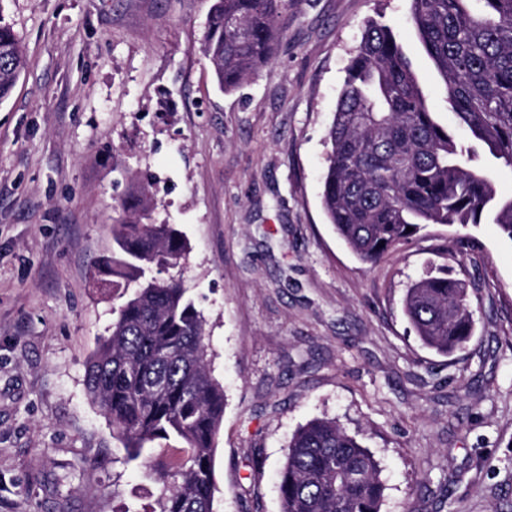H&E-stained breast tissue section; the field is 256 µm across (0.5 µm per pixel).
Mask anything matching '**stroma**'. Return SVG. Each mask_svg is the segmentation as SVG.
<instances>
[{"instance_id":"35a3bbf8","label":"stroma","mask_w":512,"mask_h":512,"mask_svg":"<svg viewBox=\"0 0 512 512\" xmlns=\"http://www.w3.org/2000/svg\"><path fill=\"white\" fill-rule=\"evenodd\" d=\"M212 3L0 0L28 53L0 104V512H152L160 494L84 384L122 303L93 288V263L133 179L191 246L173 274L224 387L215 512H282L290 438L316 418L374 455L381 512H512V240L489 221L431 224L371 265L321 202L369 21L393 26L454 123L411 0H288L274 60L233 93L199 50ZM441 266L474 311L448 356L402 313Z\"/></svg>"}]
</instances>
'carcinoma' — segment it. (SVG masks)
I'll use <instances>...</instances> for the list:
<instances>
[{
	"instance_id": "obj_1",
	"label": "carcinoma",
	"mask_w": 512,
	"mask_h": 512,
	"mask_svg": "<svg viewBox=\"0 0 512 512\" xmlns=\"http://www.w3.org/2000/svg\"><path fill=\"white\" fill-rule=\"evenodd\" d=\"M411 2L410 23L472 145L436 120L393 27L370 24L328 132L322 191L336 233L370 264L427 224L490 217L512 241V197H499L489 176L469 166L485 148L512 172V0ZM287 9L288 0H215L202 52L221 90L237 89L272 61ZM25 64L20 40L0 22V103ZM152 209L146 188L131 189L112 225V253L96 264L95 287L132 292L86 364L85 387L128 460L160 440L183 445L177 461L154 463L162 484L156 512H213L224 388L211 374L203 316L159 271L179 264L188 243L172 225L151 223ZM403 312L441 355L472 335L466 289L446 273L408 288ZM384 490L372 453L336 422L313 419L293 435L279 474L282 512H381Z\"/></svg>"
}]
</instances>
